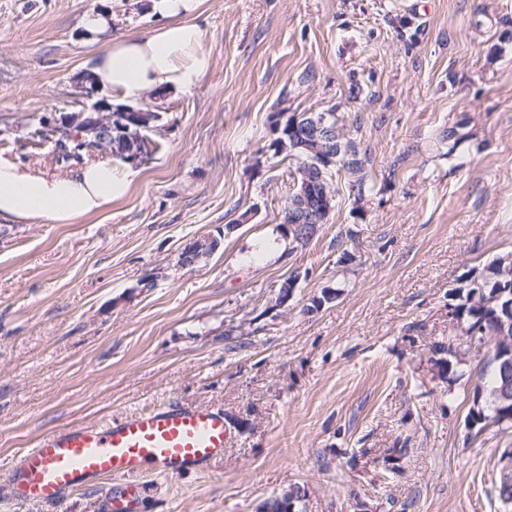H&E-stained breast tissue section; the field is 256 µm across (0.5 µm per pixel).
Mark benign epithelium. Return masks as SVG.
<instances>
[{
    "mask_svg": "<svg viewBox=\"0 0 512 512\" xmlns=\"http://www.w3.org/2000/svg\"><path fill=\"white\" fill-rule=\"evenodd\" d=\"M156 120L153 111L135 108L129 105H114L102 97L91 106L62 114L54 122L42 126L35 135L46 137L58 136L63 141H71L78 146L85 143L103 147L112 151V134L122 139L129 155V160L138 161L143 156V148L139 140L124 135L129 126H138L144 130L151 129ZM293 137L294 147H305L313 156V165L303 176V187L299 198L289 206L291 223L288 233H298L303 224H319L322 222L319 212L309 207V197L321 196L323 201L330 202V182L325 174L341 167V155L346 140L343 130L337 128L315 112H303L294 116L292 124L280 130V136L274 148L282 154L288 151V137ZM220 242L210 236L195 239L193 245L183 253L185 265L193 266L201 259L213 254Z\"/></svg>",
    "mask_w": 512,
    "mask_h": 512,
    "instance_id": "1",
    "label": "benign epithelium"
}]
</instances>
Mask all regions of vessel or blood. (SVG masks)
Listing matches in <instances>:
<instances>
[{"label":"vessel or blood","instance_id":"vessel-or-blood-1","mask_svg":"<svg viewBox=\"0 0 512 512\" xmlns=\"http://www.w3.org/2000/svg\"><path fill=\"white\" fill-rule=\"evenodd\" d=\"M222 410L158 405L101 426H74L42 435L9 475L21 503L59 502L83 484L127 479L144 471L174 477L205 468L224 453Z\"/></svg>","mask_w":512,"mask_h":512}]
</instances>
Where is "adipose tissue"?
I'll use <instances>...</instances> for the list:
<instances>
[{"instance_id": "adipose-tissue-1", "label": "adipose tissue", "mask_w": 512, "mask_h": 512, "mask_svg": "<svg viewBox=\"0 0 512 512\" xmlns=\"http://www.w3.org/2000/svg\"><path fill=\"white\" fill-rule=\"evenodd\" d=\"M202 0H155L165 22L153 33L112 41L96 56V84L126 99L145 91L196 87L206 69L204 32L196 21ZM135 172L116 154L62 173L0 160V218L20 224H74L130 192Z\"/></svg>"}]
</instances>
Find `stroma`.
<instances>
[{
	"mask_svg": "<svg viewBox=\"0 0 512 512\" xmlns=\"http://www.w3.org/2000/svg\"><path fill=\"white\" fill-rule=\"evenodd\" d=\"M197 21V87L136 102L160 121L129 195L77 224L0 221V512H258L293 485L302 512H512L501 436L466 421L486 348L454 312L512 258V0H203ZM162 23L152 0H0V159L79 167L34 129L75 110L94 54ZM331 109L369 181L334 173L301 247L283 223L298 163L268 146ZM206 235L220 247L182 266ZM165 402L222 409L223 457L12 499L41 435Z\"/></svg>",
	"mask_w": 512,
	"mask_h": 512,
	"instance_id": "1",
	"label": "stroma"
}]
</instances>
